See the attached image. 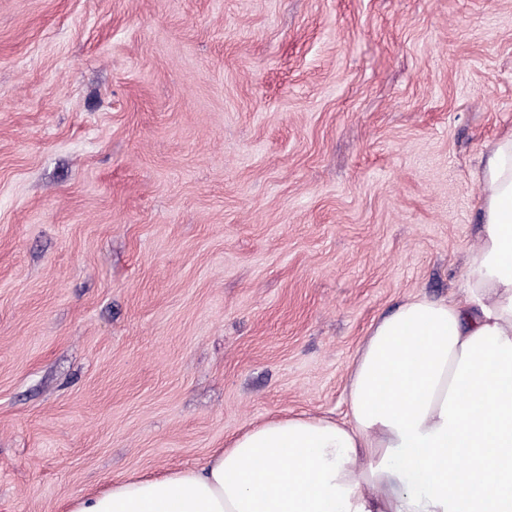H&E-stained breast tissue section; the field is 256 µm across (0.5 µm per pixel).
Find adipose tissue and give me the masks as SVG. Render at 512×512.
Here are the masks:
<instances>
[{
	"instance_id": "1",
	"label": "adipose tissue",
	"mask_w": 512,
	"mask_h": 512,
	"mask_svg": "<svg viewBox=\"0 0 512 512\" xmlns=\"http://www.w3.org/2000/svg\"><path fill=\"white\" fill-rule=\"evenodd\" d=\"M465 301L377 320L346 419H269L200 467L118 481L69 512H512V132L478 173Z\"/></svg>"
}]
</instances>
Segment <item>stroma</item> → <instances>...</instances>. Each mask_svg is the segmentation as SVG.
Instances as JSON below:
<instances>
[{"instance_id":"obj_1","label":"stroma","mask_w":512,"mask_h":512,"mask_svg":"<svg viewBox=\"0 0 512 512\" xmlns=\"http://www.w3.org/2000/svg\"><path fill=\"white\" fill-rule=\"evenodd\" d=\"M510 131L512 0H0V512L343 419Z\"/></svg>"}]
</instances>
